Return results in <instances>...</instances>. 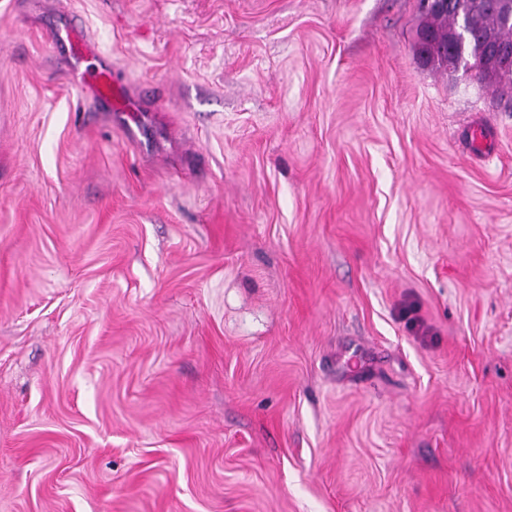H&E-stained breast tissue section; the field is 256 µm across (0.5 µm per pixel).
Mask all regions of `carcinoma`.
Listing matches in <instances>:
<instances>
[{
  "instance_id": "1",
  "label": "carcinoma",
  "mask_w": 512,
  "mask_h": 512,
  "mask_svg": "<svg viewBox=\"0 0 512 512\" xmlns=\"http://www.w3.org/2000/svg\"><path fill=\"white\" fill-rule=\"evenodd\" d=\"M466 16L469 35L462 44L449 42L448 32L458 16ZM416 45L422 61L437 68L445 60L461 57L479 66L487 49L512 51V22H506L491 0H454L453 7L428 13L416 31Z\"/></svg>"
}]
</instances>
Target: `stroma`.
<instances>
[{
    "mask_svg": "<svg viewBox=\"0 0 512 512\" xmlns=\"http://www.w3.org/2000/svg\"><path fill=\"white\" fill-rule=\"evenodd\" d=\"M419 21L0 0V512H512V88ZM51 40L73 64V78L82 88L90 89L111 111L132 112L133 105L123 95L122 81L112 64L75 26L56 29Z\"/></svg>",
    "mask_w": 512,
    "mask_h": 512,
    "instance_id": "35a3bbf8",
    "label": "stroma"
}]
</instances>
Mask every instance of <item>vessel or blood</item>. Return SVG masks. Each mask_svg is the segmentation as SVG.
Returning <instances> with one entry per match:
<instances>
[{
  "mask_svg": "<svg viewBox=\"0 0 512 512\" xmlns=\"http://www.w3.org/2000/svg\"><path fill=\"white\" fill-rule=\"evenodd\" d=\"M51 40L72 63L74 80L91 90L100 104L116 112L132 111L111 63L75 26L55 30Z\"/></svg>",
  "mask_w": 512,
  "mask_h": 512,
  "instance_id": "b4317fda",
  "label": "vessel or blood"
}]
</instances>
